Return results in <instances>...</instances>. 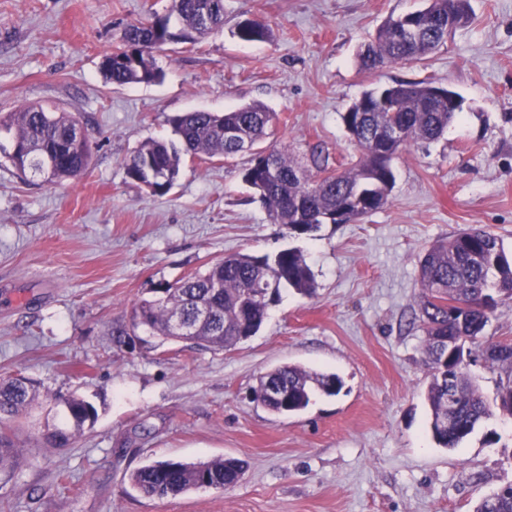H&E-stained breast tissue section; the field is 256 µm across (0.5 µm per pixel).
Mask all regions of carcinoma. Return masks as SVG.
Wrapping results in <instances>:
<instances>
[{
    "label": "carcinoma",
    "instance_id": "carcinoma-1",
    "mask_svg": "<svg viewBox=\"0 0 512 512\" xmlns=\"http://www.w3.org/2000/svg\"><path fill=\"white\" fill-rule=\"evenodd\" d=\"M211 5L210 27L199 26L201 5ZM180 32L169 19L127 26L119 46L105 54L101 72L105 82L124 86L150 83L163 77L156 53L174 41L195 42L224 29V0H172ZM470 0H426V7L389 17L374 40L357 53L360 70L371 72L389 65L425 60L444 45L436 30L440 25L457 29L471 18ZM416 20L421 36L403 40V25ZM235 36L244 42H261L270 37L264 20L241 21ZM395 116L402 127L398 139L386 133V123ZM459 113L448 111V101L431 94V82L401 81L365 91L341 114L343 125L358 149L356 160L336 168L322 151L311 152L316 173L303 165L286 145L262 148L275 113L258 103L231 111L194 110L173 116L170 124L176 140L150 139L143 142L125 163L126 175L134 182L144 179L153 167L163 180L150 188L153 196H164L176 181L182 157L228 160L242 154L238 145L224 138L235 128L250 141L249 164L243 180L261 199L273 224L294 233L316 230L324 215L341 214L339 223L357 220L383 208L395 184L393 161L415 144L441 139ZM78 123L67 112L41 106H23L0 115V157L22 177L31 176L47 185L84 175L91 164L90 141L76 132ZM422 304L419 320L424 332L423 363L431 372L427 400L431 410L430 430L442 448L457 447L478 423L490 415L477 386L463 371L464 346L448 351L445 337L475 342L497 306V298H512V255L502 239L481 226L460 230L435 241L419 258ZM255 288H271L274 297L292 288L310 295L315 279L302 253L293 248L274 255H227L205 271L181 277L162 286L163 296L143 300L133 309L132 329H143L160 343L186 342L211 350H224L254 336L268 317L269 308L250 300ZM456 303L457 314H448ZM486 358L512 369V344L490 343ZM280 385L287 400L265 404L277 415L305 409L314 390L329 396L340 393L343 382L335 374L317 373L293 365L276 367L260 377L254 392L265 385ZM38 388L25 377L0 380V474L10 478L24 465L23 449L12 434V423L36 401ZM67 428L50 433L56 446L70 443L85 425L94 423L97 409L82 397H60ZM243 463L235 458H214L195 463L168 459L144 465L129 475L131 486L145 497L165 499L198 489L222 491L239 482ZM475 512H512V483L479 501Z\"/></svg>",
    "mask_w": 512,
    "mask_h": 512
}]
</instances>
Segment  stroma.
I'll list each match as a JSON object with an SVG mask.
<instances>
[{
  "label": "stroma",
  "instance_id": "1",
  "mask_svg": "<svg viewBox=\"0 0 512 512\" xmlns=\"http://www.w3.org/2000/svg\"><path fill=\"white\" fill-rule=\"evenodd\" d=\"M473 16L426 60L374 72L355 57L389 17L424 0H224V31L157 53L162 81L116 87L101 62L130 23L170 0H0V113L40 104L72 113L93 145L88 172L60 186L0 163V378L36 381V406L13 427L26 464L0 476V512H474L512 481V414L499 393L512 370L488 343L512 341V300L498 304L464 355L491 414L448 450L433 441L422 362L418 260L471 225L512 249V0H471ZM265 19L272 37L234 31ZM427 79L463 99L442 139L393 162L389 203L346 224L297 235L270 223L242 179L246 157L184 158L163 197L124 162L150 138L173 139L172 116L249 103L277 115L271 142L330 162L354 147L340 115L368 89ZM299 250L312 294L286 288L261 330L213 352L129 334L133 306L165 283L232 253ZM282 364L337 374L295 415L250 398ZM98 410L70 445L57 396ZM233 457L242 479L149 499L129 474L169 458ZM234 34L244 42H261L270 37V30L264 20L252 18L241 21Z\"/></svg>",
  "mask_w": 512,
  "mask_h": 512
}]
</instances>
